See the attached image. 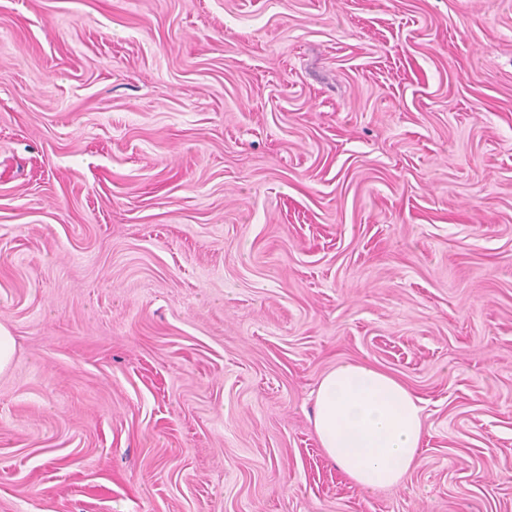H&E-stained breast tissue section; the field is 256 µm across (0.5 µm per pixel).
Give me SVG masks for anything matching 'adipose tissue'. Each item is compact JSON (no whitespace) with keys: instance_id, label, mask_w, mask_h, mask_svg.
I'll return each mask as SVG.
<instances>
[{"instance_id":"obj_1","label":"adipose tissue","mask_w":512,"mask_h":512,"mask_svg":"<svg viewBox=\"0 0 512 512\" xmlns=\"http://www.w3.org/2000/svg\"><path fill=\"white\" fill-rule=\"evenodd\" d=\"M314 428L325 455L365 490L400 484L423 437L419 398L388 372L343 363L315 391Z\"/></svg>"}]
</instances>
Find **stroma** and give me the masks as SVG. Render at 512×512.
Returning <instances> with one entry per match:
<instances>
[{"instance_id": "stroma-1", "label": "stroma", "mask_w": 512, "mask_h": 512, "mask_svg": "<svg viewBox=\"0 0 512 512\" xmlns=\"http://www.w3.org/2000/svg\"><path fill=\"white\" fill-rule=\"evenodd\" d=\"M0 326V512H512V0H0ZM419 398L388 372L343 363L315 391L314 428L325 455L365 490L398 485L423 437Z\"/></svg>"}]
</instances>
